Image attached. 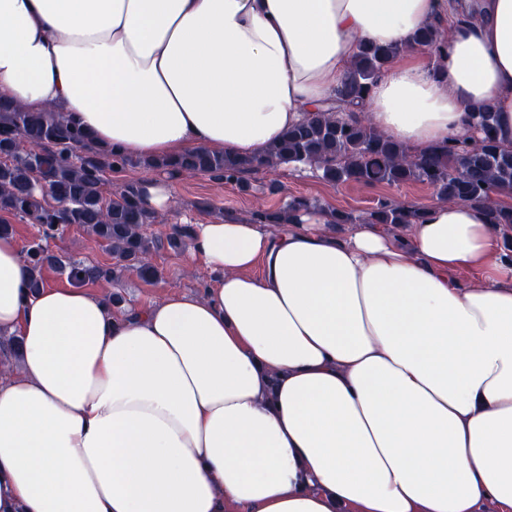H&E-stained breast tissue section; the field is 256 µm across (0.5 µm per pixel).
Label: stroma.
<instances>
[{
  "label": "stroma",
  "instance_id": "stroma-1",
  "mask_svg": "<svg viewBox=\"0 0 512 512\" xmlns=\"http://www.w3.org/2000/svg\"><path fill=\"white\" fill-rule=\"evenodd\" d=\"M247 190L238 185L216 180L207 175L185 174L174 183L171 208L159 224L145 227L148 237L162 240L163 248L152 252L151 261L158 268L157 278L146 281L133 274H123L111 287L122 296L121 310H129L162 300L169 292L200 295L215 280L214 273L203 265L187 267L188 245L167 246L166 240L174 226L194 225L216 220L218 215L247 218L256 210H275L292 197L316 201L321 209L341 210L361 215L380 203L416 206L437 201L435 189L413 182L401 185L378 184L363 186L356 183L334 184L324 181L311 169L283 164L248 174ZM278 192H270V185ZM46 247L50 253L92 265L108 264L112 255L105 243L78 224L64 225Z\"/></svg>",
  "mask_w": 512,
  "mask_h": 512
}]
</instances>
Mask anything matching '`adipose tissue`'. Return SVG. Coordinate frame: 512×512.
Returning a JSON list of instances; mask_svg holds the SVG:
<instances>
[{
    "label": "adipose tissue",
    "mask_w": 512,
    "mask_h": 512,
    "mask_svg": "<svg viewBox=\"0 0 512 512\" xmlns=\"http://www.w3.org/2000/svg\"><path fill=\"white\" fill-rule=\"evenodd\" d=\"M451 5L0 0V97L135 160L258 157L362 44L400 45L376 130L423 151L488 106L512 142V0H462L442 56L410 47ZM330 221L195 225L205 296L122 315L103 290L30 292L1 238L0 512H512V263L484 209L422 205L406 246Z\"/></svg>",
    "instance_id": "ef3b65f1"
}]
</instances>
